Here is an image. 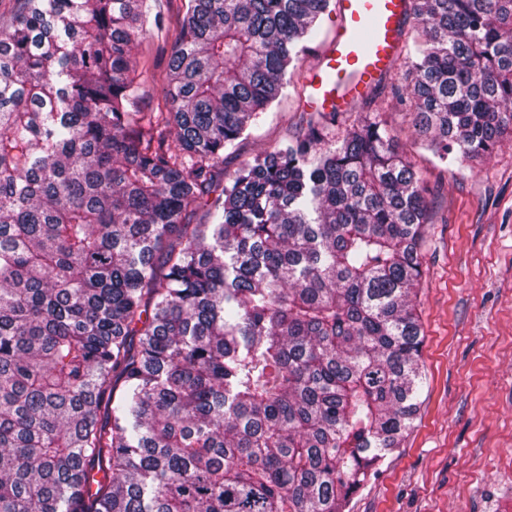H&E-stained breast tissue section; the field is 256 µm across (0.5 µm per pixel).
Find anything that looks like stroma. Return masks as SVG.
<instances>
[{"mask_svg": "<svg viewBox=\"0 0 512 512\" xmlns=\"http://www.w3.org/2000/svg\"><path fill=\"white\" fill-rule=\"evenodd\" d=\"M181 2L165 0L159 26L133 46L138 111L163 103ZM337 22L335 9L321 16L293 81L225 150L217 183L302 134L308 77L321 68ZM406 93L388 74L377 105L400 154L423 172L430 204L419 291L425 381L401 447L346 512H512V139L471 168L440 160L402 103Z\"/></svg>", "mask_w": 512, "mask_h": 512, "instance_id": "1", "label": "stroma"}]
</instances>
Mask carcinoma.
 I'll return each mask as SVG.
<instances>
[{
    "instance_id": "1",
    "label": "carcinoma",
    "mask_w": 512,
    "mask_h": 512,
    "mask_svg": "<svg viewBox=\"0 0 512 512\" xmlns=\"http://www.w3.org/2000/svg\"><path fill=\"white\" fill-rule=\"evenodd\" d=\"M0 31V512H342L418 414L429 201L379 115L318 112L212 201L330 0H14ZM411 107L469 164L512 133V0H413ZM205 202L204 223L185 221ZM183 0H163L160 25L152 26L151 34L135 42L132 55L136 72L132 76L140 82L139 97L134 109L153 112L163 106V89L168 63L175 38L174 21Z\"/></svg>"
}]
</instances>
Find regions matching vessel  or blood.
<instances>
[{
	"label": "vessel or blood",
	"instance_id": "1",
	"mask_svg": "<svg viewBox=\"0 0 512 512\" xmlns=\"http://www.w3.org/2000/svg\"><path fill=\"white\" fill-rule=\"evenodd\" d=\"M339 24L310 79L309 104L331 111L359 101L389 72L402 43L405 0H337Z\"/></svg>",
	"mask_w": 512,
	"mask_h": 512
}]
</instances>
